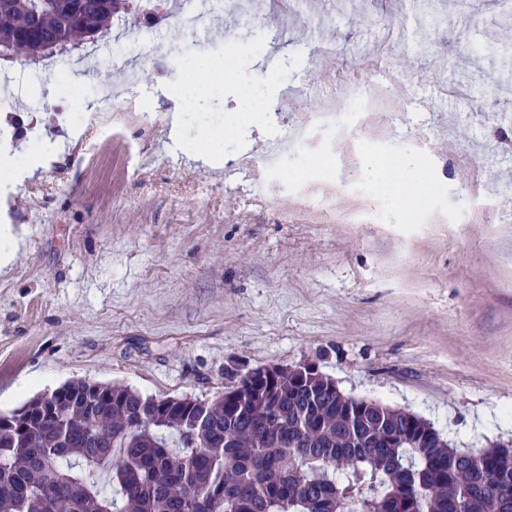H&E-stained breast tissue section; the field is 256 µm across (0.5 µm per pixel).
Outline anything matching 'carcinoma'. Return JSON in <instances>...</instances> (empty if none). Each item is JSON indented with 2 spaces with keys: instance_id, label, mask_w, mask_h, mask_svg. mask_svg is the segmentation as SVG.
<instances>
[{
  "instance_id": "obj_1",
  "label": "carcinoma",
  "mask_w": 512,
  "mask_h": 512,
  "mask_svg": "<svg viewBox=\"0 0 512 512\" xmlns=\"http://www.w3.org/2000/svg\"><path fill=\"white\" fill-rule=\"evenodd\" d=\"M119 0H0V45L40 13L62 50L118 17ZM321 372L259 369L210 399L145 396L67 382L23 408L54 406L19 430L0 426V512H512V451L455 448L421 417L328 391Z\"/></svg>"
}]
</instances>
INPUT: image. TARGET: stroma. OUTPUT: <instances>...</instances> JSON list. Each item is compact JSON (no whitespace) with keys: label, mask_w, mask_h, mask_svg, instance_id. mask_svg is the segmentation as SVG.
<instances>
[{"label":"stroma","mask_w":512,"mask_h":512,"mask_svg":"<svg viewBox=\"0 0 512 512\" xmlns=\"http://www.w3.org/2000/svg\"><path fill=\"white\" fill-rule=\"evenodd\" d=\"M248 2L263 47L230 72L209 60L249 33L241 16L187 34L184 0L48 63L0 59L26 71L11 109L48 147L0 190L20 246L0 269V412L73 379L209 399L237 371L310 363L459 448L512 440V52H482L512 36V0ZM182 52L203 61L184 72ZM51 63L101 90L111 134L62 127L81 104L61 81L41 94ZM253 79L265 98L307 84L315 108L330 85L375 109L342 137L312 127L267 173L255 161L294 115L240 123ZM130 92L152 119L123 110Z\"/></svg>","instance_id":"1"}]
</instances>
